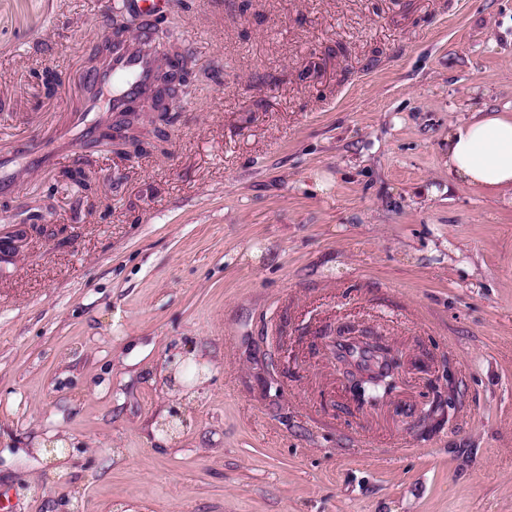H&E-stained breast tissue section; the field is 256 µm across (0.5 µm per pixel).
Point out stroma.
I'll return each mask as SVG.
<instances>
[{
	"instance_id": "obj_1",
	"label": "stroma",
	"mask_w": 512,
	"mask_h": 512,
	"mask_svg": "<svg viewBox=\"0 0 512 512\" xmlns=\"http://www.w3.org/2000/svg\"><path fill=\"white\" fill-rule=\"evenodd\" d=\"M101 2L0 0V156L68 131ZM189 3L222 72L167 152H83L97 204L54 166L0 192L64 227L0 263L5 512H512V208L448 172L512 113V0ZM342 323L405 353L390 403L346 411L310 349ZM434 376L435 381L441 383L444 393L447 394H442L440 391L437 392L439 394H436L430 401L429 407L427 410H424L422 417L429 416L438 411L447 413L448 405H452V402L448 398V381L453 382V376L450 373V368L446 360L440 361V364L434 368Z\"/></svg>"
}]
</instances>
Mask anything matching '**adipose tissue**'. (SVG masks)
I'll return each mask as SVG.
<instances>
[{
    "instance_id": "adipose-tissue-1",
    "label": "adipose tissue",
    "mask_w": 512,
    "mask_h": 512,
    "mask_svg": "<svg viewBox=\"0 0 512 512\" xmlns=\"http://www.w3.org/2000/svg\"><path fill=\"white\" fill-rule=\"evenodd\" d=\"M448 171L512 207V116L489 112L454 125Z\"/></svg>"
}]
</instances>
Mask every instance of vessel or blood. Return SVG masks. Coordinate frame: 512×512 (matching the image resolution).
Wrapping results in <instances>:
<instances>
[{
	"instance_id": "obj_1",
	"label": "vessel or blood",
	"mask_w": 512,
	"mask_h": 512,
	"mask_svg": "<svg viewBox=\"0 0 512 512\" xmlns=\"http://www.w3.org/2000/svg\"><path fill=\"white\" fill-rule=\"evenodd\" d=\"M156 66L157 59L147 34L141 33L127 40L113 50L106 65L86 73V96L81 107L71 112L74 136L61 137L48 150L25 145L21 148L22 153L48 164L58 157L72 155L76 150L90 149L98 135L96 114L106 111L111 117L121 116L129 102L142 96L153 79Z\"/></svg>"
}]
</instances>
